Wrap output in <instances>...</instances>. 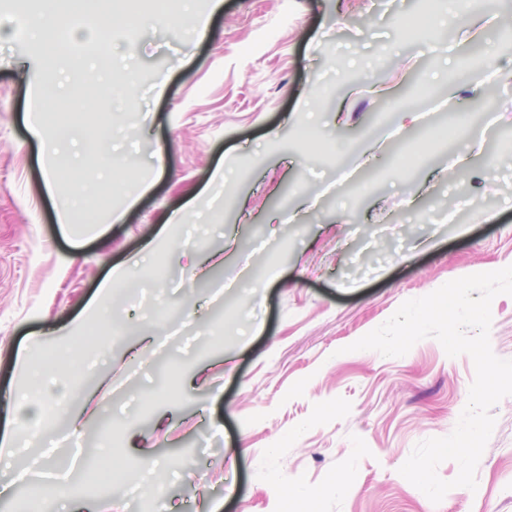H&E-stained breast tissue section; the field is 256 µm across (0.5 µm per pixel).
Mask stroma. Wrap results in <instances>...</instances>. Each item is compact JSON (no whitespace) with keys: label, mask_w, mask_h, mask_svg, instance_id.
Here are the masks:
<instances>
[{"label":"stroma","mask_w":512,"mask_h":512,"mask_svg":"<svg viewBox=\"0 0 512 512\" xmlns=\"http://www.w3.org/2000/svg\"><path fill=\"white\" fill-rule=\"evenodd\" d=\"M184 6L98 0L67 29L78 83L45 106L32 88L52 47L14 24L37 0H0V434L26 421V383L44 397L69 381L70 411L96 408L77 434L49 416L0 460V512H32L35 474L47 512H512V396L492 410L476 490L435 504L399 469L453 431L471 357L432 338L401 357L349 349L404 301L512 265V48L501 81L475 83L479 11L464 0L438 4L453 26L410 35L423 11L407 0H193L210 18L200 43L168 26ZM106 19L139 80L134 107L109 115L108 86L86 73ZM42 110L78 131L56 191L26 121ZM452 112L474 114L465 135L425 141ZM75 201L101 224L62 223ZM118 265L130 277L104 359L81 320ZM491 313L492 350L512 359V296ZM103 447L124 471L107 492L86 476Z\"/></svg>","instance_id":"stroma-1"}]
</instances>
